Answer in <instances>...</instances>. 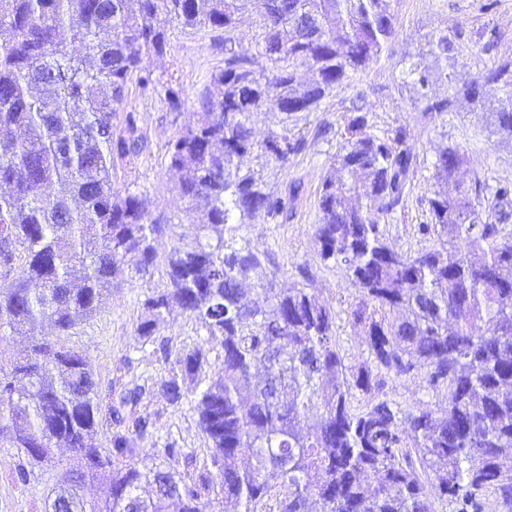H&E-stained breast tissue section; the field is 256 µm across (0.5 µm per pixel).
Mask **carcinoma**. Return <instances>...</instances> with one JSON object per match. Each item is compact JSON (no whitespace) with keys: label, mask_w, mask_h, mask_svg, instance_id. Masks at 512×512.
Here are the masks:
<instances>
[{"label":"carcinoma","mask_w":512,"mask_h":512,"mask_svg":"<svg viewBox=\"0 0 512 512\" xmlns=\"http://www.w3.org/2000/svg\"><path fill=\"white\" fill-rule=\"evenodd\" d=\"M396 0H0V444L32 470L56 472L45 512H206L216 500L235 512H512V233L490 222L512 181L459 179L465 153L436 148L434 190L420 233L437 248L404 251L387 242L391 220L417 167L409 125L378 135L361 107L344 117L341 142L319 194L314 239L322 261L358 292L347 311L368 336L367 362L345 364L336 312L305 286L279 288L263 274L265 254L242 235L256 218L288 216L298 186L268 188L264 168L285 167L307 148L301 123L335 89L380 59L395 34ZM252 16L255 49H237L241 15ZM224 32L218 101L201 99L196 120L166 144L181 173L180 198L197 214L192 242L164 258L163 287L144 293L136 328L157 335L178 307L223 355L217 377L198 351L172 353L151 393L168 405L191 395L208 439L210 467L194 477L139 455L149 417L142 388L103 409L88 361L67 346L114 284L150 278L155 240L175 225L146 196L114 188L117 161L143 148L132 114L120 116L129 85L180 93L153 78L170 44L169 24ZM406 65L418 102L442 119L452 100L429 94L448 82L446 33ZM504 91L509 108L490 114L491 132L512 137V60L487 67L454 94L477 107ZM279 114L255 139L253 117ZM256 164L242 165L246 156ZM57 187L50 194L47 189ZM365 187L363 201L351 193ZM28 339L24 353L4 342ZM423 376L431 410L380 397V372ZM368 397L355 408L356 393ZM111 447L92 439L106 421ZM72 450L73 465L53 460ZM112 469L103 498L82 489Z\"/></svg>","instance_id":"1"}]
</instances>
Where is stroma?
I'll return each mask as SVG.
<instances>
[{"instance_id":"1","label":"stroma","mask_w":512,"mask_h":512,"mask_svg":"<svg viewBox=\"0 0 512 512\" xmlns=\"http://www.w3.org/2000/svg\"><path fill=\"white\" fill-rule=\"evenodd\" d=\"M395 14L396 34L380 61L354 74L349 85L325 99L320 111L309 114L307 149L288 166L267 165L265 177L272 189L282 191L290 183L301 184L292 213L275 221L255 219L244 231L251 247L265 254L267 275L281 286L300 282V269L308 270L312 293L336 311L337 342L349 365L363 363L368 356L363 332L346 319V309L357 292L342 269L321 260L313 238L319 191L339 147L348 109L360 106L368 110L372 132L379 134L404 122L414 133L420 164L404 210L386 226L387 239L395 247L414 252L432 245L420 234L419 226L425 220L422 201L433 189L432 162L437 146H461L467 156L461 168L465 181L477 175L491 183L512 178V146L483 128V116L498 108L499 95L485 96L478 109L463 100L455 102L445 120L435 121L415 105L412 85L400 79L401 61L415 59L426 47V34L432 31L448 33L453 42L448 56L453 82H436L433 92L437 96H447L450 86L470 83L483 67L512 59V0H397ZM492 29L497 32L493 42L488 39ZM223 66L224 47L216 33L177 29L166 56L154 68L179 88L181 109L171 111L163 97L152 90L134 84L128 88L124 109L134 113L146 147L133 162L118 163L115 185L147 195L155 213L179 215V224L156 242L158 256H166L178 243L190 242L196 235V216L186 212L176 193L177 177L167 168L165 148L176 130L194 119L202 96L213 90L212 75ZM161 284L160 277L155 276L135 278L114 288L100 311L77 327L69 344L86 356L104 407H111L134 386L145 387L138 409L149 415L150 425L137 445L156 451L167 442H176L181 453L175 465L183 471L188 458L203 457L208 441L197 425L190 401L173 407L149 394L152 382L166 374L168 366L156 344L136 332L145 318L140 304L143 293ZM159 335L168 340L172 351L200 350L212 368H219L221 346L207 340L203 330L181 310L167 316ZM19 464L14 449L0 447V512H43L53 474L35 470L29 483L23 485L15 480Z\"/></svg>"}]
</instances>
